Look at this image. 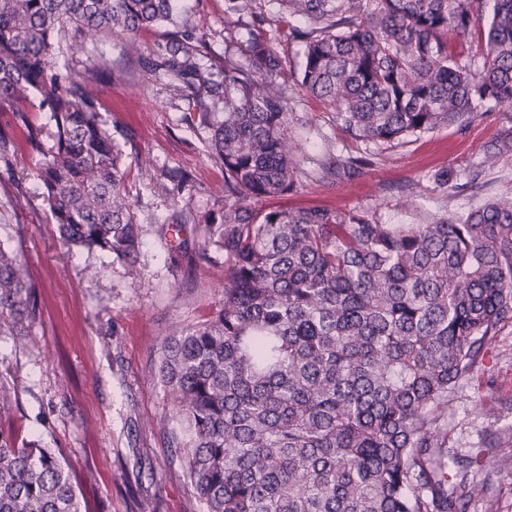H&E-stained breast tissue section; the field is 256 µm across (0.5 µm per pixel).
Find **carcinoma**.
Here are the masks:
<instances>
[{
	"label": "carcinoma",
	"instance_id": "carcinoma-1",
	"mask_svg": "<svg viewBox=\"0 0 512 512\" xmlns=\"http://www.w3.org/2000/svg\"><path fill=\"white\" fill-rule=\"evenodd\" d=\"M298 22L300 60L273 38L229 37L224 112L198 99L224 206L204 216L224 252V299L164 346L159 376L177 408L186 477L203 512H467L480 489L448 450V401L500 324L512 320V201L384 224L363 210L265 208L304 171L288 145L294 87L375 144L512 105V0H271ZM177 0H0V110L42 155L41 182L70 245L138 276L141 227L121 144L94 97L52 72L58 36L127 38L173 21ZM264 0H225L262 14ZM248 65H243L239 57ZM200 49L174 35L159 68L186 87ZM157 68V69H159ZM157 69L147 67L150 73ZM49 112L54 144L29 116ZM25 261L0 245V335L35 319ZM0 512H82L60 454L0 430Z\"/></svg>",
	"mask_w": 512,
	"mask_h": 512
}]
</instances>
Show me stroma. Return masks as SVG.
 I'll list each match as a JSON object with an SVG mask.
<instances>
[{"mask_svg":"<svg viewBox=\"0 0 512 512\" xmlns=\"http://www.w3.org/2000/svg\"><path fill=\"white\" fill-rule=\"evenodd\" d=\"M253 23L237 24L224 0H180L174 24L139 34L141 51L122 39L77 36L56 69L84 82L110 130L126 135L127 194L141 226L139 276L98 250L65 245L34 171L40 161L17 144L11 167L0 165V243L18 252L38 297L28 336H0V388L11 403L0 429L41 439L59 450L84 512H201L177 449L161 421H174L157 367L166 342L205 323L222 300L224 254L198 253L205 214L224 204V169L207 153V128L189 123L177 84L143 80L159 62L171 30L203 38L210 81L224 79L225 40H246ZM297 118L290 146L306 170L284 207L321 206L376 213L387 224L414 223L419 211L465 213L489 198L512 199V151L486 164L485 149L512 126V107L392 144L356 139L321 100L291 91ZM341 158L363 157L353 173L324 176L325 145ZM449 173L447 188L435 175ZM512 321L501 324L471 375L448 403V444L476 454L512 427ZM480 494L468 512H512V469L470 468Z\"/></svg>","mask_w":512,"mask_h":512,"instance_id":"stroma-1","label":"stroma"}]
</instances>
